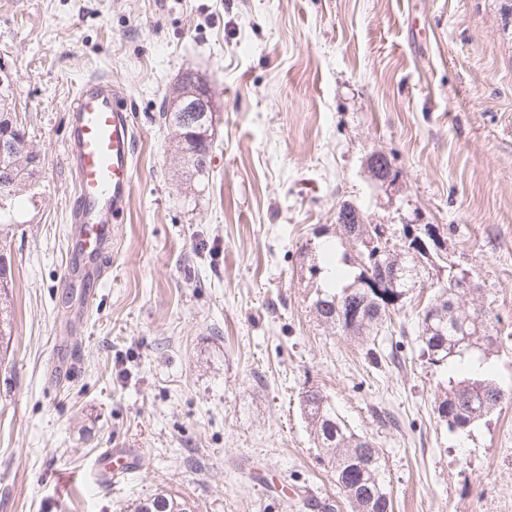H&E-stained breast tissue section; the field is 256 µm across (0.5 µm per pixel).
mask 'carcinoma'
<instances>
[{"mask_svg":"<svg viewBox=\"0 0 512 512\" xmlns=\"http://www.w3.org/2000/svg\"><path fill=\"white\" fill-rule=\"evenodd\" d=\"M10 83L0 85V133L12 145L0 151V217L19 191L33 183L38 173L37 155L28 147L25 131L9 106ZM161 116L173 129L176 152L183 162L186 179L210 174L214 129L183 128L173 100L165 99ZM372 176L386 181L392 171L383 156L369 163ZM336 223L349 249L336 254L332 245L322 247V262L308 268L310 277L321 278L325 287L316 290L312 307L321 322L337 333L369 341L392 324V312L403 307L412 289L423 285L421 273L436 266V253H426L417 239L409 238V225H400L397 235H383L379 225L366 224L352 206H342ZM397 271L391 287L379 283V264ZM12 284L11 259L0 249V338L9 325V285ZM474 287L466 275L448 273L436 281L432 299L417 313V338L435 367L450 368L448 378L437 384L434 409L439 420L452 432H464L493 412L505 399L498 382L484 373H473L465 366L466 354L490 347L498 331L483 308H467L461 293ZM300 410L314 442L331 463L339 494L350 512H392L383 479L381 451L373 441L354 432L337 412L329 397L311 387L302 393ZM134 512H193L185 499L170 493H157L139 502Z\"/></svg>","mask_w":512,"mask_h":512,"instance_id":"cac0c4a2","label":"carcinoma"}]
</instances>
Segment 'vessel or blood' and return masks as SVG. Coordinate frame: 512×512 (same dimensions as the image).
Listing matches in <instances>:
<instances>
[{"instance_id": "b4317fda", "label": "vessel or blood", "mask_w": 512, "mask_h": 512, "mask_svg": "<svg viewBox=\"0 0 512 512\" xmlns=\"http://www.w3.org/2000/svg\"><path fill=\"white\" fill-rule=\"evenodd\" d=\"M66 154L77 194L71 220L78 226L76 251L85 263L75 279L99 282L93 259L112 237V220L129 201L134 171L135 134L127 107L104 78L89 80L68 109Z\"/></svg>"}]
</instances>
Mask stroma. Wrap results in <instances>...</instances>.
<instances>
[{
    "label": "stroma",
    "mask_w": 512,
    "mask_h": 512,
    "mask_svg": "<svg viewBox=\"0 0 512 512\" xmlns=\"http://www.w3.org/2000/svg\"><path fill=\"white\" fill-rule=\"evenodd\" d=\"M0 62L39 155L10 211L0 512H195L338 500L299 397L330 395L383 456L393 512H512V398L449 431L407 296L405 333L333 334L311 310L337 212L435 224L462 300L497 318L469 361L512 391V0H0ZM219 106L210 178L185 184L160 118L185 71ZM135 130L129 206L90 298L72 282L68 107L94 77ZM384 155L395 180L371 179ZM131 449L116 481L104 454ZM191 508L182 497L161 492L139 501L134 512H193Z\"/></svg>",
    "instance_id": "obj_1"
}]
</instances>
